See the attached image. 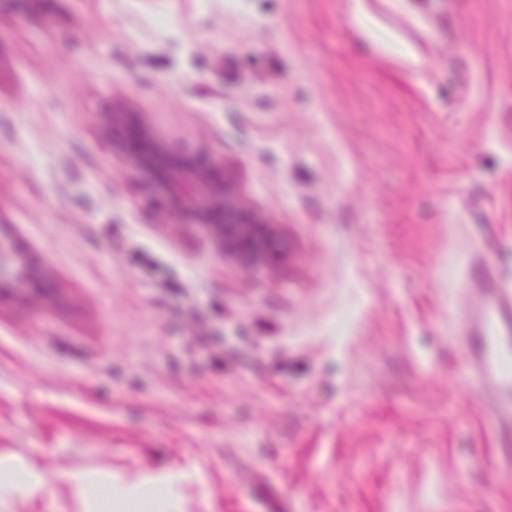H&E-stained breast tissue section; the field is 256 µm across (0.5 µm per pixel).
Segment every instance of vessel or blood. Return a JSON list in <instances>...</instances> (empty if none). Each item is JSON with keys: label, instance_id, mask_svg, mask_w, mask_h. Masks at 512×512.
Here are the masks:
<instances>
[{"label": "vessel or blood", "instance_id": "1", "mask_svg": "<svg viewBox=\"0 0 512 512\" xmlns=\"http://www.w3.org/2000/svg\"><path fill=\"white\" fill-rule=\"evenodd\" d=\"M464 285L476 296L456 324L468 365L493 393L488 411L499 421L502 450L512 459V289L476 265Z\"/></svg>", "mask_w": 512, "mask_h": 512}]
</instances>
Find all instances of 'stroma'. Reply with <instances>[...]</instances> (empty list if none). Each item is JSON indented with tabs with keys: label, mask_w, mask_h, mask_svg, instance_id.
<instances>
[{
	"label": "stroma",
	"mask_w": 512,
	"mask_h": 512,
	"mask_svg": "<svg viewBox=\"0 0 512 512\" xmlns=\"http://www.w3.org/2000/svg\"><path fill=\"white\" fill-rule=\"evenodd\" d=\"M223 162L250 268L155 223L98 115ZM0 512H512L452 323L471 249L512 284V0H0ZM13 245L5 244L0 234V288L13 283L22 282L32 288H42V283L33 273L23 268L11 267V255L14 254ZM42 482V475L37 473H28L22 483H13L10 480L1 478L0 480V499L17 495H26L38 489Z\"/></svg>",
	"instance_id": "stroma-1"
}]
</instances>
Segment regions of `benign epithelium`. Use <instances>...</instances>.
Returning a JSON list of instances; mask_svg holds the SVG:
<instances>
[{"mask_svg":"<svg viewBox=\"0 0 512 512\" xmlns=\"http://www.w3.org/2000/svg\"><path fill=\"white\" fill-rule=\"evenodd\" d=\"M102 126L112 139V149L131 162L144 180L165 183L166 199L154 205L155 213H178L184 223L202 227L224 254L245 264L273 257L270 225L238 203L224 180V163L174 150L147 126L131 124L128 113L119 109L104 113ZM13 254L14 247L0 239V288L18 282L42 287L32 273L11 267Z\"/></svg>","mask_w":512,"mask_h":512,"instance_id":"benign-epithelium-1","label":"benign epithelium"}]
</instances>
